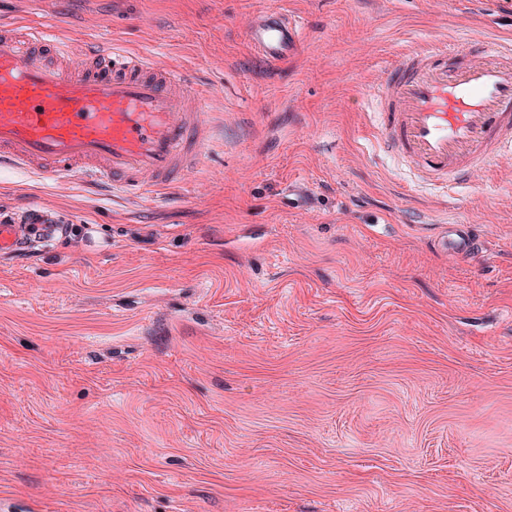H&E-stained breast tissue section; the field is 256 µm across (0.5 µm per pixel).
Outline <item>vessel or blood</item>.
Here are the masks:
<instances>
[{
	"instance_id": "b4317fda",
	"label": "vessel or blood",
	"mask_w": 512,
	"mask_h": 512,
	"mask_svg": "<svg viewBox=\"0 0 512 512\" xmlns=\"http://www.w3.org/2000/svg\"><path fill=\"white\" fill-rule=\"evenodd\" d=\"M247 38L278 63L299 50L302 25L288 11H263ZM47 49L69 51L53 25L0 30V162L154 197L202 161L214 129L211 92L139 52L102 45L62 70L45 62ZM480 55L414 49L376 94L378 138L424 181L447 185L483 170L491 146L512 152V48L491 40ZM60 230L59 216L38 207L0 216V254L52 242ZM445 243L461 257L479 246L466 224L449 225Z\"/></svg>"
}]
</instances>
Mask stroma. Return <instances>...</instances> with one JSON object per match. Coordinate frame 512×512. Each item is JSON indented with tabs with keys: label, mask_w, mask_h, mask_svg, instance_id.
<instances>
[{
	"label": "stroma",
	"mask_w": 512,
	"mask_h": 512,
	"mask_svg": "<svg viewBox=\"0 0 512 512\" xmlns=\"http://www.w3.org/2000/svg\"><path fill=\"white\" fill-rule=\"evenodd\" d=\"M280 9L304 41L273 65L246 31ZM1 20L182 69L223 133L156 202L0 167V212L67 223L0 257V512H512V154L443 189L374 136L404 51L512 43V0H0ZM450 224L480 251L448 253Z\"/></svg>",
	"instance_id": "stroma-1"
}]
</instances>
